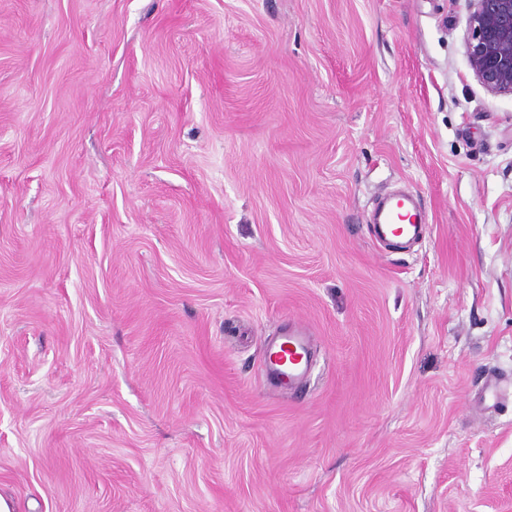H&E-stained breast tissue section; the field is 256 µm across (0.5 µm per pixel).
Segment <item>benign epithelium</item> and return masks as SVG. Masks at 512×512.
<instances>
[{
	"instance_id": "7a95c632",
	"label": "benign epithelium",
	"mask_w": 512,
	"mask_h": 512,
	"mask_svg": "<svg viewBox=\"0 0 512 512\" xmlns=\"http://www.w3.org/2000/svg\"><path fill=\"white\" fill-rule=\"evenodd\" d=\"M468 3V65L488 92L512 95V0Z\"/></svg>"
}]
</instances>
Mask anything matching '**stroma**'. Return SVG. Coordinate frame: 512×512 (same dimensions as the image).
I'll return each mask as SVG.
<instances>
[{"instance_id":"1","label":"stroma","mask_w":512,"mask_h":512,"mask_svg":"<svg viewBox=\"0 0 512 512\" xmlns=\"http://www.w3.org/2000/svg\"><path fill=\"white\" fill-rule=\"evenodd\" d=\"M467 0H0L11 512H512V96ZM428 224L377 247V195ZM301 323L282 392L264 342ZM310 337L304 325L290 326L264 347L265 372L281 384L292 388L307 376L311 368ZM286 378V380H285Z\"/></svg>"}]
</instances>
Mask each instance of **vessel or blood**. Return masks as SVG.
I'll list each match as a JSON object with an SVG mask.
<instances>
[{
	"instance_id": "b4317fda",
	"label": "vessel or blood",
	"mask_w": 512,
	"mask_h": 512,
	"mask_svg": "<svg viewBox=\"0 0 512 512\" xmlns=\"http://www.w3.org/2000/svg\"><path fill=\"white\" fill-rule=\"evenodd\" d=\"M373 237L377 242L407 245L419 241L424 226L415 197L384 195L372 220ZM263 366L266 373L288 385H295L311 368L310 337L304 325L289 327L281 335L267 341Z\"/></svg>"
}]
</instances>
